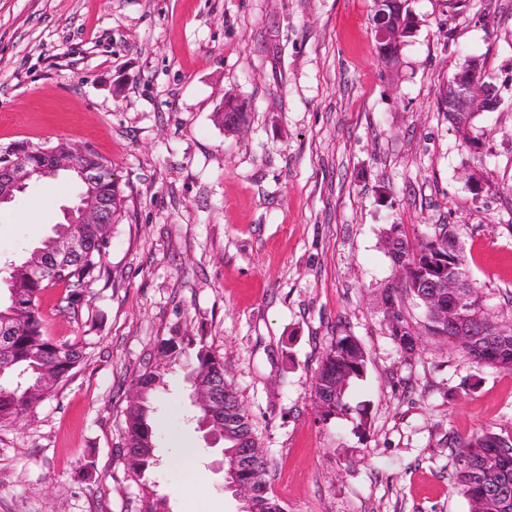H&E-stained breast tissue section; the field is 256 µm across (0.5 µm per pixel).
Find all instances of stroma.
Returning a JSON list of instances; mask_svg holds the SVG:
<instances>
[{"label":"stroma","instance_id":"obj_1","mask_svg":"<svg viewBox=\"0 0 512 512\" xmlns=\"http://www.w3.org/2000/svg\"><path fill=\"white\" fill-rule=\"evenodd\" d=\"M419 24L397 74L379 62L374 0H0V146L67 141L112 164L121 216L78 316L59 289L50 336L85 357L27 416L0 425V512H238L222 447L192 419L173 336L224 363L286 512H469L456 448L512 434V375L422 338L403 355L381 311L390 221L418 242L451 224L485 310L512 320V0H409ZM502 90L483 113L474 196L441 91L463 56ZM233 93L244 129L213 114ZM74 198L46 185L0 208V255L52 235ZM367 371L350 392L371 428L321 420L314 379L335 337ZM165 364L157 467L124 464L134 378Z\"/></svg>","mask_w":512,"mask_h":512}]
</instances>
